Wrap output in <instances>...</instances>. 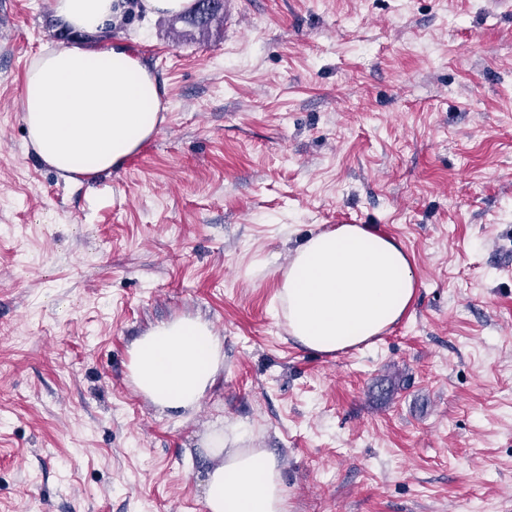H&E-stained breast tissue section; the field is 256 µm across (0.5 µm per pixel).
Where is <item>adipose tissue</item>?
Instances as JSON below:
<instances>
[{"label":"adipose tissue","instance_id":"obj_1","mask_svg":"<svg viewBox=\"0 0 512 512\" xmlns=\"http://www.w3.org/2000/svg\"><path fill=\"white\" fill-rule=\"evenodd\" d=\"M125 0H52L56 18L103 33ZM19 108L37 155L61 176L93 177L119 167L162 121L161 90L126 47L86 43L46 50L25 74ZM417 289L404 247L359 224L308 235L288 262L276 313L289 336L327 356L372 344L400 322ZM224 366V345L201 318L154 326L130 350V377L161 407L193 409ZM243 425H219L206 473L207 512H288L287 485L275 455L249 447Z\"/></svg>","mask_w":512,"mask_h":512}]
</instances>
